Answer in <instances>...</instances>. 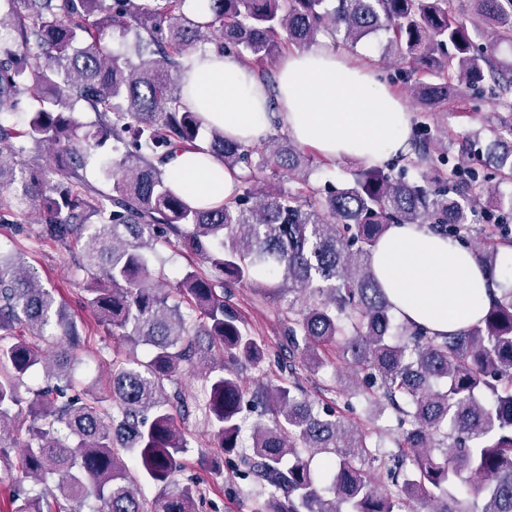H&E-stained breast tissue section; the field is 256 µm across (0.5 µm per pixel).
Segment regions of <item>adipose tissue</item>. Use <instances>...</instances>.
Instances as JSON below:
<instances>
[{"instance_id": "ef3b65f1", "label": "adipose tissue", "mask_w": 512, "mask_h": 512, "mask_svg": "<svg viewBox=\"0 0 512 512\" xmlns=\"http://www.w3.org/2000/svg\"><path fill=\"white\" fill-rule=\"evenodd\" d=\"M184 79L185 102L207 123L247 142L271 129L268 93L251 68L214 51L194 54ZM279 120L299 144L324 158L387 162L405 147L410 129L401 99L364 62L327 50H290L279 68ZM164 175L191 202L214 206L230 198L235 179L216 160L200 164L183 152ZM372 267L395 315L437 334L477 323L489 302L482 270L459 243L411 224L391 226L372 254Z\"/></svg>"}]
</instances>
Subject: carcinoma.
Instances as JSON below:
<instances>
[{
	"instance_id": "1",
	"label": "carcinoma",
	"mask_w": 512,
	"mask_h": 512,
	"mask_svg": "<svg viewBox=\"0 0 512 512\" xmlns=\"http://www.w3.org/2000/svg\"><path fill=\"white\" fill-rule=\"evenodd\" d=\"M451 0H207L190 18L186 0H0V224L18 223L3 202L37 206L44 241L84 242L78 269L90 277L80 305L151 357L112 359L110 399L78 392L68 351L82 341L75 316L21 262L0 254V454L4 428L21 403L18 386L36 366L46 385L29 411L22 478L52 476L82 512H197L195 485L175 476L188 440L178 418L199 411L221 455L214 474L235 462L260 486L253 512H512V288L501 287L500 249L512 246V167L449 133L415 125L410 152L359 170L347 186H315L305 149L272 134L244 143L208 125L184 102L185 61L208 44L258 70L325 36L350 51L385 31L411 82V100L429 115L465 89L489 91L506 110L484 132L512 155V63L494 46L512 43V0H473L458 18ZM135 40L123 53L107 33ZM94 113L82 123L75 107ZM23 117V126L3 116ZM112 141L119 156L100 160L110 189L83 170ZM52 164L20 163L26 143ZM196 150L239 172L232 201L198 207L163 175L177 152ZM292 186L276 184L279 174ZM482 179L480 193L472 183ZM394 224H416L471 248L491 283L490 307L476 324L446 336L399 320L372 268V251ZM175 237L208 270L163 287L153 268L159 243ZM274 281L288 291L282 326L288 378L246 397L241 373L270 358L266 345L224 303L237 286ZM52 328L62 344L53 361L19 337ZM211 362L201 398L167 391L179 365L198 352ZM331 351L361 375L359 396L396 420L387 448L352 418L311 400L296 363L312 372ZM269 416L250 441L244 409ZM133 449L132 472L120 451ZM158 493L148 504L139 486ZM45 494L24 496L13 512H53Z\"/></svg>"
}]
</instances>
